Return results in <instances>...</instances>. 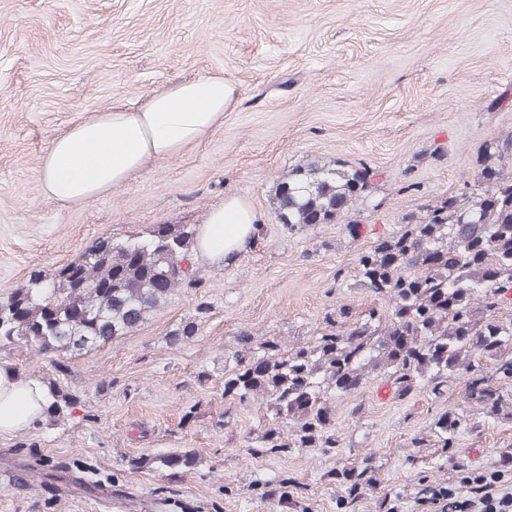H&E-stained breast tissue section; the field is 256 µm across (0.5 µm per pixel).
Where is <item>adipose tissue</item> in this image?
Here are the masks:
<instances>
[{"mask_svg": "<svg viewBox=\"0 0 512 512\" xmlns=\"http://www.w3.org/2000/svg\"><path fill=\"white\" fill-rule=\"evenodd\" d=\"M237 95L223 76L185 81L154 92L139 108L114 107L75 123L50 143L39 169L45 191L86 201L123 185L148 160H162L203 140ZM259 214L230 196L198 230V258L217 263L250 239ZM47 391L35 379L0 370V434L39 421Z\"/></svg>", "mask_w": 512, "mask_h": 512, "instance_id": "obj_1", "label": "adipose tissue"}]
</instances>
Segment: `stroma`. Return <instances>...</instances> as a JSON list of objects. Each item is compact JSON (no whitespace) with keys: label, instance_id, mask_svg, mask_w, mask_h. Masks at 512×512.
I'll return each instance as SVG.
<instances>
[{"label":"stroma","instance_id":"1","mask_svg":"<svg viewBox=\"0 0 512 512\" xmlns=\"http://www.w3.org/2000/svg\"><path fill=\"white\" fill-rule=\"evenodd\" d=\"M208 75L237 97L200 143L87 201L45 193L43 156L75 122ZM511 132L512 0H0V297L98 238L201 224L228 196L261 217L243 250L202 262L200 287L173 292L125 336L75 356L0 347L1 368L77 399L71 419L0 435V512H269L259 494L270 480L287 481L288 512H338L339 462L367 455L377 485L355 512H421L425 486L458 483L457 464L497 470L512 418H483L464 376L402 397L370 377L332 403L340 447L269 453L247 445L267 406L225 398L224 363L240 331L288 350L325 331L336 307L355 321L386 309L346 285L359 253L406 214L464 192L481 152ZM329 161L371 170L363 200L344 220L287 234L277 184ZM192 320L195 335L170 345ZM448 412L472 423L449 454L429 435ZM185 448L200 458L188 474L130 465ZM39 455L109 480L94 496L52 492L23 469Z\"/></svg>","mask_w":512,"mask_h":512}]
</instances>
